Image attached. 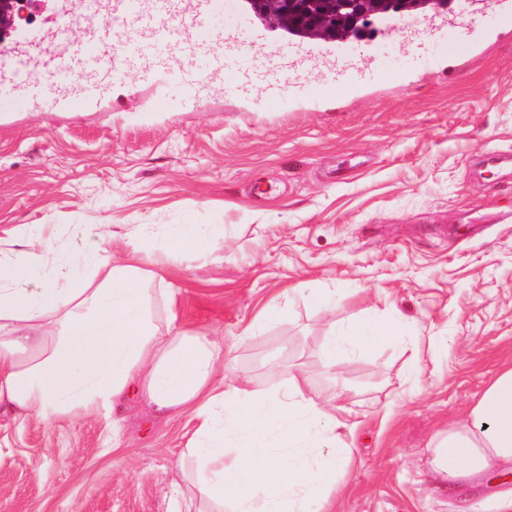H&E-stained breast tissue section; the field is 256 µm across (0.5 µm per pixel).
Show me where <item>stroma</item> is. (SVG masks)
<instances>
[{"mask_svg":"<svg viewBox=\"0 0 512 512\" xmlns=\"http://www.w3.org/2000/svg\"><path fill=\"white\" fill-rule=\"evenodd\" d=\"M425 27L421 16L375 24L361 67L380 62L404 81L334 102L263 111L214 87L158 112L168 85L126 72L117 111L0 112L1 243L22 224L203 225L208 255L172 271L178 323L223 335L252 390L279 387L286 364L321 397L350 388L358 425L340 435L352 452L334 512H491L507 488L442 486L429 444L512 362V165L480 176L487 154L512 162V33L478 56L461 32L456 60L440 39L416 65L399 45ZM281 293L288 321L245 337ZM396 311L403 343L352 357L330 382L328 325L342 335ZM117 415L116 447L103 417L48 426L0 410V512H176L172 465L190 415L135 401Z\"/></svg>","mask_w":512,"mask_h":512,"instance_id":"35a3bbf8","label":"stroma"}]
</instances>
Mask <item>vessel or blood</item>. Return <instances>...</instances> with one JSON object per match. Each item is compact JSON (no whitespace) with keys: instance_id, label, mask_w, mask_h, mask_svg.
Returning a JSON list of instances; mask_svg holds the SVG:
<instances>
[{"instance_id":"1","label":"vessel or blood","mask_w":512,"mask_h":512,"mask_svg":"<svg viewBox=\"0 0 512 512\" xmlns=\"http://www.w3.org/2000/svg\"><path fill=\"white\" fill-rule=\"evenodd\" d=\"M76 13L102 14L114 24L133 28L139 40L137 53L112 50L106 32L94 24L81 39H72L63 20ZM59 14L61 23L0 55V69L8 63L13 66L8 77L0 76V99L35 105L42 79L50 75L56 107L87 110L110 98L118 73L127 65L136 66L148 82L179 84L177 95L157 98L158 111L197 98L204 88L227 83L244 99L280 103L277 76L284 66L297 75L324 66L319 83L300 81L293 91L294 99L314 103L347 96L389 77L385 71L363 70L358 57L345 50H318L304 42L289 43L284 59L272 60L268 71L258 74L242 56L240 26L219 23L224 0H61Z\"/></svg>"}]
</instances>
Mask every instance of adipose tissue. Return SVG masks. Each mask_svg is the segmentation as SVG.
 Returning <instances> with one entry per match:
<instances>
[{"label":"adipose tissue","instance_id":"ef3b65f1","mask_svg":"<svg viewBox=\"0 0 512 512\" xmlns=\"http://www.w3.org/2000/svg\"><path fill=\"white\" fill-rule=\"evenodd\" d=\"M109 236L100 224L74 225L66 240L22 225L15 248L0 250V407L23 422L103 416L116 445L122 426L112 415L129 398L168 417L187 413L194 430L174 463V490L192 512H331L344 462L335 412L347 389L315 401L287 368L284 384L255 393L223 337L176 324L166 272L208 254L197 225H125L122 255L105 248ZM403 328L396 312L329 334L322 362L335 373ZM431 446L452 486L512 467V364Z\"/></svg>","mask_w":512,"mask_h":512}]
</instances>
